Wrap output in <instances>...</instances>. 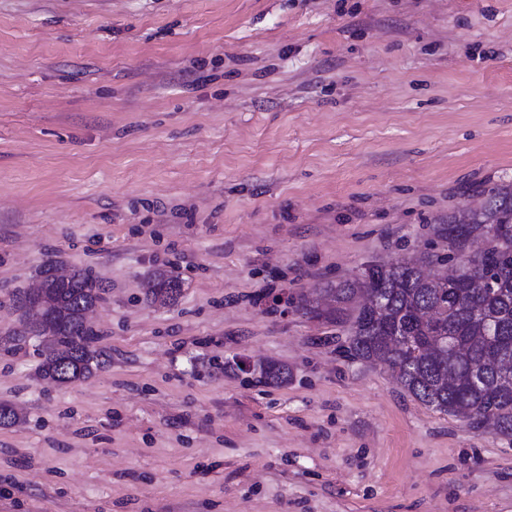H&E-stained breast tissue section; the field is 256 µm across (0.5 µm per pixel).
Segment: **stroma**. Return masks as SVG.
Instances as JSON below:
<instances>
[{
	"instance_id": "obj_1",
	"label": "stroma",
	"mask_w": 512,
	"mask_h": 512,
	"mask_svg": "<svg viewBox=\"0 0 512 512\" xmlns=\"http://www.w3.org/2000/svg\"><path fill=\"white\" fill-rule=\"evenodd\" d=\"M505 184L512 0H0V335L83 267L110 354L0 350V512H512V437L304 308ZM182 288V281L178 275L170 270H159L150 277L146 298L151 301L170 302L176 299Z\"/></svg>"
}]
</instances>
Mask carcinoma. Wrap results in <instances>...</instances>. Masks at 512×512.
<instances>
[{"instance_id":"1","label":"carcinoma","mask_w":512,"mask_h":512,"mask_svg":"<svg viewBox=\"0 0 512 512\" xmlns=\"http://www.w3.org/2000/svg\"><path fill=\"white\" fill-rule=\"evenodd\" d=\"M440 236L448 252L370 264L361 275L324 288L336 307L306 309L347 324L343 350L387 363L401 388L421 403L471 429L512 437V379L495 364L512 361V185L489 190L479 210L448 216ZM181 288L179 276L159 270L146 298L170 302ZM102 291L85 268L62 282L44 279L42 323L0 337V347L9 351L35 337L40 377L64 385L90 376L110 358L85 317ZM259 374L269 384L288 380V371L274 364L260 365Z\"/></svg>"}]
</instances>
